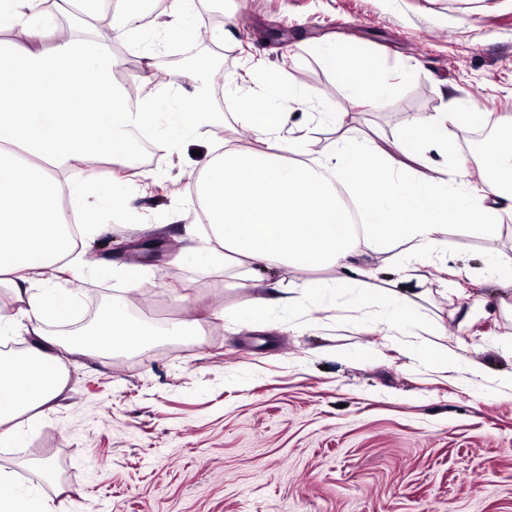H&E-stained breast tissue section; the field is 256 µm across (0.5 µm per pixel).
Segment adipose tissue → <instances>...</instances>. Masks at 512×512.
I'll return each mask as SVG.
<instances>
[{
  "label": "adipose tissue",
  "instance_id": "obj_1",
  "mask_svg": "<svg viewBox=\"0 0 512 512\" xmlns=\"http://www.w3.org/2000/svg\"><path fill=\"white\" fill-rule=\"evenodd\" d=\"M112 13L111 38L90 37L82 29L62 36L40 7V0H0V29H16L23 42L0 41V288L9 289L16 310L0 314V335H31L26 353L0 364V445L21 439V424L35 425L67 385L63 352L74 344L46 332L49 320L70 316L68 293L45 282V275L73 254L76 243L61 230L59 208H77L83 224L93 226L107 203L102 186L113 184L126 166L132 135L163 125L165 143L174 149L201 129L222 122L198 86L178 100L152 93L131 103L115 79L117 60L111 40L142 45L150 31L165 41L198 37L187 18L195 0H98ZM321 58L349 94L373 105L393 91L381 69L356 45L326 43ZM306 103L296 84L277 69L264 73L260 89L241 92L234 119L261 146L242 148L224 141L198 162L195 192L206 221L210 263L225 270L287 266L302 272L301 291L316 305L344 288L356 289L355 303L373 309L397 332L417 322L420 292L409 288L430 260L428 246L450 229L481 220V232L494 234L500 209L476 210L449 190L450 169L466 173L476 165L484 176L483 196L512 191V120L475 159L449 160L448 130L472 126L468 107L430 112L411 119L399 145L406 163L395 162L379 144L340 134L332 147L305 158L301 139L290 136L280 102ZM93 142L103 166L88 169L83 182L63 186L60 172L83 165L85 144ZM349 187L366 220L353 226L336 198ZM409 243L412 251L398 263L399 287L383 293L363 291L372 269L359 260L362 250L386 254ZM333 270L330 279L314 271ZM297 290V291H300ZM295 290L271 289L246 311L259 324L280 307L296 301ZM113 300L112 311L83 332V345L125 350L135 346L138 326ZM0 512H71L70 501L21 492L11 472L0 469Z\"/></svg>",
  "mask_w": 512,
  "mask_h": 512
}]
</instances>
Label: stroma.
<instances>
[{"label": "stroma", "mask_w": 512, "mask_h": 512, "mask_svg": "<svg viewBox=\"0 0 512 512\" xmlns=\"http://www.w3.org/2000/svg\"><path fill=\"white\" fill-rule=\"evenodd\" d=\"M223 21L211 50L199 41L163 53L117 45L120 78L144 77L148 92L177 97L188 87L189 57L209 58L198 83L217 81L215 108L224 138L241 137L231 86L249 85L277 67L309 98L288 105V125L311 148L335 141L323 111L345 116L358 137L394 144L412 117L465 104L479 124L512 113V0H204ZM361 45L379 60L395 89L379 105L358 103L320 59L327 41ZM128 184L138 188L135 223L103 206L82 233L83 271L51 274L76 300L71 326L94 302L140 295L132 316L165 327L201 318L200 336L184 342L142 337L125 362L88 350L65 356L68 385L16 447L0 446V465L23 489H41L25 460L48 461L56 486L77 512H512V319L499 314L501 287L489 273L512 259V217L494 235L449 234L433 248L451 258L448 272L421 268L417 332L455 364L409 356L411 338L390 331L347 297L325 308H280L261 325L238 319L299 271L281 267L237 287L222 270L188 251L179 213L193 196L194 151L203 137L173 152L150 137ZM168 187L164 197L152 177ZM141 266L129 282L113 268ZM481 367L473 375L470 364Z\"/></svg>", "instance_id": "1"}]
</instances>
